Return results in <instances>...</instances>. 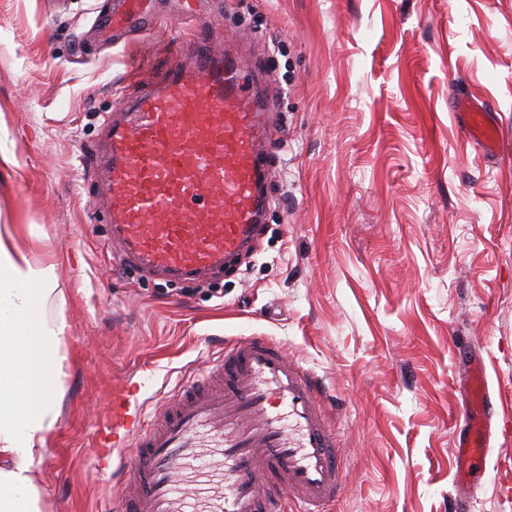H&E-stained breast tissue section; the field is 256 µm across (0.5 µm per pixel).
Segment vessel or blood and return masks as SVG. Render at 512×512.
<instances>
[{
	"label": "vessel or blood",
	"mask_w": 512,
	"mask_h": 512,
	"mask_svg": "<svg viewBox=\"0 0 512 512\" xmlns=\"http://www.w3.org/2000/svg\"><path fill=\"white\" fill-rule=\"evenodd\" d=\"M193 0L186 53L159 78L143 77L121 112L108 116L104 213L116 262L171 281L195 280L249 250L260 230L269 135L268 99L249 63L208 45ZM463 136L495 155L499 126L486 101L452 103ZM454 483L459 490L493 449L512 445L506 413L482 355L466 358ZM134 438L135 460L107 462L118 485L102 512H328L342 490L335 429L315 376L268 336L225 342L152 414L129 393L112 402V425L95 448Z\"/></svg>",
	"instance_id": "b4317fda"
}]
</instances>
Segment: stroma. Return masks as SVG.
<instances>
[{
  "instance_id": "1",
  "label": "stroma",
  "mask_w": 512,
  "mask_h": 512,
  "mask_svg": "<svg viewBox=\"0 0 512 512\" xmlns=\"http://www.w3.org/2000/svg\"><path fill=\"white\" fill-rule=\"evenodd\" d=\"M124 0H0V226L54 265L60 412L30 474L42 512H96L113 489L91 444L112 399L144 413L226 339L264 335L312 372L339 443L331 512H453L459 342L512 412V0H200L211 43L236 41L270 101L264 229L205 281L116 267L99 211L103 119L128 80L167 65L166 18L138 55L102 35ZM496 110L488 157L458 131L460 95ZM512 446L471 512H512Z\"/></svg>"
}]
</instances>
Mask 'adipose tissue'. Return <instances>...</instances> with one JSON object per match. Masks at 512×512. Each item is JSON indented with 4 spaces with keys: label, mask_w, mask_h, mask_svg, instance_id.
Here are the masks:
<instances>
[{
    "label": "adipose tissue",
    "mask_w": 512,
    "mask_h": 512,
    "mask_svg": "<svg viewBox=\"0 0 512 512\" xmlns=\"http://www.w3.org/2000/svg\"><path fill=\"white\" fill-rule=\"evenodd\" d=\"M55 287L53 266L0 230V512H41L30 468L58 416L66 322L43 313Z\"/></svg>",
    "instance_id": "obj_1"
}]
</instances>
